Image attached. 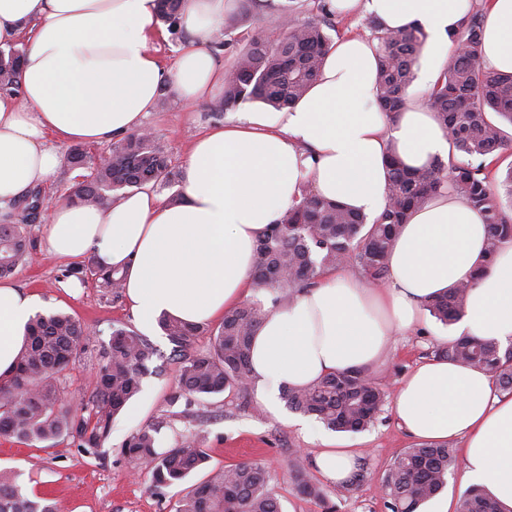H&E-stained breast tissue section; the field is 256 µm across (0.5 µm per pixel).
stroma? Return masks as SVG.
Instances as JSON below:
<instances>
[{
    "instance_id": "35a3bbf8",
    "label": "stroma",
    "mask_w": 512,
    "mask_h": 512,
    "mask_svg": "<svg viewBox=\"0 0 512 512\" xmlns=\"http://www.w3.org/2000/svg\"><path fill=\"white\" fill-rule=\"evenodd\" d=\"M210 107L207 101L184 105L172 94L156 101L143 125L179 161L198 134L227 120V113H213ZM67 264V259L50 255L41 247L32 263L12 280L37 297L39 312H68L96 329V336L79 351L75 364L59 376L78 402L95 387L98 351L108 343L113 326L134 329L138 323L125 299H104L90 282L61 280ZM449 332V327L424 315L418 327L393 336L385 357L370 367L371 376L386 392H393L418 363L433 358ZM146 339L157 351L154 362L161 371L144 378L141 392L114 418L112 432L97 453H86L69 440L43 451L0 439V468L19 471L28 493L59 501L62 512H176L183 486L150 490L144 473L121 454L122 443L132 433L158 423L162 426L159 446L163 449L172 447L180 436L196 435L210 456L200 477L240 462L264 463L282 512H323L317 501L301 494L293 482L289 463L297 456L308 467L311 482L324 485L335 512H390L382 478L394 460L415 444L399 426L391 407H383L369 429L340 436L341 441L359 451L364 480L347 488L326 485L312 468L322 448L320 440L329 434L322 423L309 417L304 426H297L296 412L284 405L270 410L252 394L227 390L189 400L180 398L179 365L172 358L168 337L157 327L147 333Z\"/></svg>"
}]
</instances>
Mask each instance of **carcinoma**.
Listing matches in <instances>:
<instances>
[{"instance_id": "cac0c4a2", "label": "carcinoma", "mask_w": 512, "mask_h": 512, "mask_svg": "<svg viewBox=\"0 0 512 512\" xmlns=\"http://www.w3.org/2000/svg\"><path fill=\"white\" fill-rule=\"evenodd\" d=\"M181 0H157V18L178 29ZM489 3L482 0L450 34L452 56L424 99L445 128L448 161L440 158L427 166L409 168L396 151L388 156L386 204L368 220L343 205L301 185V201L264 228L256 241L253 262L255 287L273 294V305L291 301L316 284L330 267L354 254L359 270L373 282L388 274V256L401 225L435 196L453 191L470 201L482 214L488 231L487 268L500 245L512 242V165L502 176L488 169L485 158L512 156V73L497 72L482 62V30ZM266 8L288 22V35L271 40L250 29L241 31L228 49L242 43L225 73L224 96L216 101L220 113L246 103H261L275 110L296 104L308 92L332 45L327 30L336 28L335 12L328 0L281 4L268 0ZM370 41L377 57L376 84L379 107L395 113L407 103L415 80V64L427 35L420 26L388 29L372 15L367 18ZM21 54L0 51V89L19 93ZM67 163L88 169L70 188L68 199L108 208L119 202L126 189L146 185L164 189L179 179L173 159L158 142L131 132L111 142L108 157L93 161L88 148L70 149ZM45 203L42 189L33 187L12 204L16 221L0 223V278L9 277L34 258L37 240L31 226L41 223ZM63 279L88 281L112 300L121 297L122 278L92 261L63 270ZM477 274L457 282L448 291L425 301L429 314L444 325L454 324L464 313L466 298ZM271 312L259 301L243 304L224 315L216 328L190 324L167 316L160 327L174 344L180 359L179 383L192 398L215 395L226 389L246 394L252 384L250 351L260 321ZM207 335L210 344L190 350L196 336ZM93 330L70 314L52 312L32 319L27 341L12 375L0 379V438L15 439L47 450L72 439L87 453H95L109 437L112 419L141 390L143 377L156 355L150 344L124 326L112 327L109 343L102 346L96 386L81 409L73 408L57 375L75 363ZM435 355L490 374L502 391L512 392V346L504 349L493 339L462 336L435 350ZM289 409L312 416L328 429L357 433L368 428L386 403V392L362 369L339 371L304 388L282 393ZM160 426L147 425L123 443L126 459L144 469L149 487L162 489L182 483L209 460L207 450L185 439L167 450L158 448ZM455 450L446 444L415 446L404 450L384 479L391 512H416L445 486L456 466ZM298 490L327 506L328 495L313 484L303 461L290 462ZM14 470H0V512H61L57 501L26 493ZM176 512H281L268 488V473L257 462L221 468L187 488ZM457 512H504L498 502L476 490L463 494Z\"/></svg>"}]
</instances>
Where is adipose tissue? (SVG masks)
Listing matches in <instances>:
<instances>
[{
  "instance_id": "ef3b65f1",
  "label": "adipose tissue",
  "mask_w": 512,
  "mask_h": 512,
  "mask_svg": "<svg viewBox=\"0 0 512 512\" xmlns=\"http://www.w3.org/2000/svg\"><path fill=\"white\" fill-rule=\"evenodd\" d=\"M331 2L346 12L365 6L390 29L420 25L438 61L470 7V0ZM235 3L182 0L180 23L190 38L167 69L152 49L156 0H0V46L29 36L20 95L0 93V222L14 201L54 179L56 143L98 144L141 129L166 84L187 105L221 97L224 67L208 45ZM482 49L491 69L512 72V0H490ZM375 72L369 40L335 42L293 108L242 113L192 142L180 204L162 203L147 187L106 211L56 204L48 251L120 270L144 330L164 313L194 324L223 316L248 292L259 232L298 203L302 175L317 194L373 218L386 203L389 150L411 168L447 158L445 129L424 105L406 104L392 117L381 112ZM487 249L486 225L468 200L435 197L402 225L384 285L344 264L261 320L250 357L260 398L270 404L281 387L371 367L394 331L419 325L425 298L473 273L478 279L453 336L512 342V244L482 272ZM37 304L35 295L0 281L2 378L16 365ZM392 408L417 440L464 438V487L512 512V394L498 392L488 373L428 360L398 386ZM322 445L317 473L345 483L356 451L328 439Z\"/></svg>"
}]
</instances>
